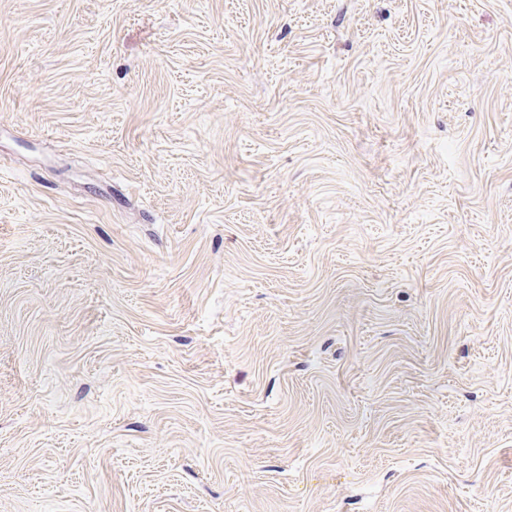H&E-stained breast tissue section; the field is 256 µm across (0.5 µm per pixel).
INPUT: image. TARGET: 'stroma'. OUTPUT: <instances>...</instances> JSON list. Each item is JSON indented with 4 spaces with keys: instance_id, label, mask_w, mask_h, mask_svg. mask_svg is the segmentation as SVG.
Masks as SVG:
<instances>
[{
    "instance_id": "35a3bbf8",
    "label": "stroma",
    "mask_w": 512,
    "mask_h": 512,
    "mask_svg": "<svg viewBox=\"0 0 512 512\" xmlns=\"http://www.w3.org/2000/svg\"><path fill=\"white\" fill-rule=\"evenodd\" d=\"M0 512H512V0H0Z\"/></svg>"
}]
</instances>
